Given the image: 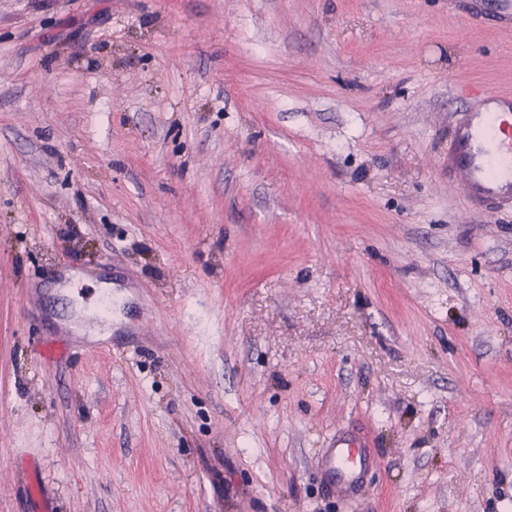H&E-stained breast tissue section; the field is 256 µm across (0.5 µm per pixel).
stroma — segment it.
I'll use <instances>...</instances> for the list:
<instances>
[{"mask_svg": "<svg viewBox=\"0 0 512 512\" xmlns=\"http://www.w3.org/2000/svg\"><path fill=\"white\" fill-rule=\"evenodd\" d=\"M497 2L0 0V512H512ZM499 112L491 106L457 126L451 161L461 181L464 196L472 204L512 203V97H502ZM487 116L484 134L487 149L478 148L476 120ZM353 448L356 445L351 441H343L336 444L334 448H330L327 454L321 456L322 465L328 470L333 482L342 491L355 482L357 476L347 467L354 457Z\"/></svg>", "mask_w": 512, "mask_h": 512, "instance_id": "obj_1", "label": "stroma"}]
</instances>
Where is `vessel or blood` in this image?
Returning a JSON list of instances; mask_svg holds the SVG:
<instances>
[{
    "instance_id": "b4317fda",
    "label": "vessel or blood",
    "mask_w": 512,
    "mask_h": 512,
    "mask_svg": "<svg viewBox=\"0 0 512 512\" xmlns=\"http://www.w3.org/2000/svg\"><path fill=\"white\" fill-rule=\"evenodd\" d=\"M500 111L489 113L484 134L489 143L476 145L475 121L457 126L451 161L465 197L479 205L512 203V97L502 98ZM350 441L337 443L321 463L340 490H348L356 476L348 468L354 452Z\"/></svg>"
}]
</instances>
